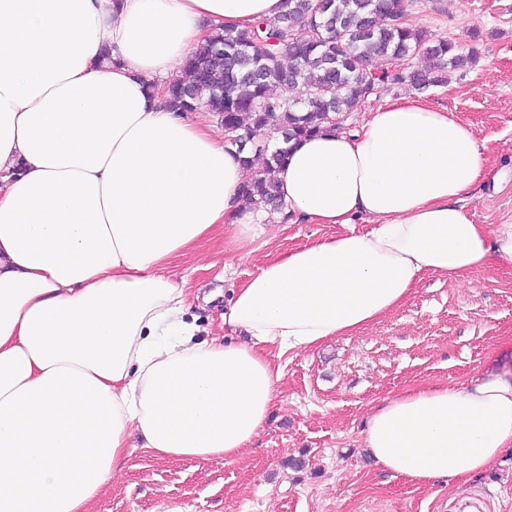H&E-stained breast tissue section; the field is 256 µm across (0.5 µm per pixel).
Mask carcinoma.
<instances>
[{"mask_svg": "<svg viewBox=\"0 0 512 512\" xmlns=\"http://www.w3.org/2000/svg\"><path fill=\"white\" fill-rule=\"evenodd\" d=\"M274 21L224 29L189 58L167 83L166 102L176 112L216 114L239 150L265 158L245 195L267 212L282 207L276 173L285 150L274 135L303 138L344 128L347 113L376 99V89L406 85L423 93L448 82V73L477 61V51L408 22L409 0H285ZM425 57L426 70L383 68L401 58ZM301 90L297 99L277 87Z\"/></svg>", "mask_w": 512, "mask_h": 512, "instance_id": "carcinoma-1", "label": "carcinoma"}]
</instances>
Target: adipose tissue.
Returning a JSON list of instances; mask_svg holds the SVG:
<instances>
[{
	"label": "adipose tissue",
	"instance_id": "obj_1",
	"mask_svg": "<svg viewBox=\"0 0 512 512\" xmlns=\"http://www.w3.org/2000/svg\"><path fill=\"white\" fill-rule=\"evenodd\" d=\"M285 0H0V512H87L130 444L231 463L264 428L291 353L352 335L423 275L512 268V224L473 223L485 144L414 97L359 132L291 140L283 208L253 209L254 171L161 83L220 28ZM292 215L334 237L267 260L202 340L173 261L220 229ZM364 222L371 229L354 231ZM363 445L416 486L466 480L512 449V378L386 398Z\"/></svg>",
	"mask_w": 512,
	"mask_h": 512
}]
</instances>
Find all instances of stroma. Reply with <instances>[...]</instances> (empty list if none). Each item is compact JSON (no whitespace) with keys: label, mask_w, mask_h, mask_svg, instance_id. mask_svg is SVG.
<instances>
[{"label":"stroma","mask_w":512,"mask_h":512,"mask_svg":"<svg viewBox=\"0 0 512 512\" xmlns=\"http://www.w3.org/2000/svg\"><path fill=\"white\" fill-rule=\"evenodd\" d=\"M413 25L479 58L429 90L486 146L491 177L465 207L474 223L512 224V0H413ZM479 30L481 39L469 34ZM338 231L334 224L262 223L242 240L216 232L176 259L208 335H224V302L262 264ZM265 428L239 459L160 458L130 449L90 512H512V453L479 477L418 488L391 477L362 446L372 408L389 393L457 385L489 365L512 373V270L454 282L428 274L407 300L355 335L280 358Z\"/></svg>","instance_id":"stroma-1"}]
</instances>
